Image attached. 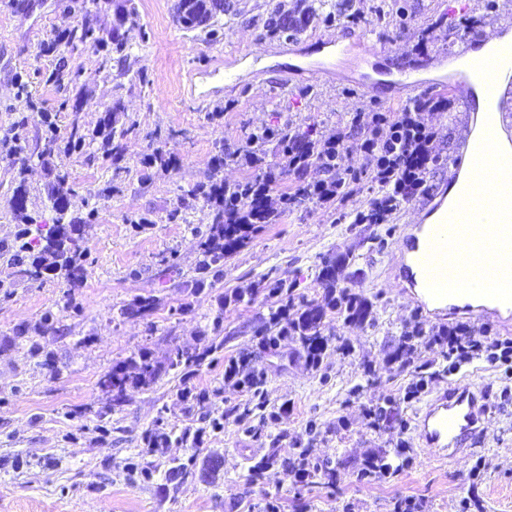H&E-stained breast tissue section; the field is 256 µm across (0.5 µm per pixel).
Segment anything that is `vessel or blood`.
Listing matches in <instances>:
<instances>
[{
  "label": "vessel or blood",
  "instance_id": "b4317fda",
  "mask_svg": "<svg viewBox=\"0 0 512 512\" xmlns=\"http://www.w3.org/2000/svg\"><path fill=\"white\" fill-rule=\"evenodd\" d=\"M445 56L386 62L373 67L361 86L371 89L388 86L406 95L422 93L424 85L417 78L420 71L442 66ZM449 91L465 112H478L484 123L482 138L463 137L448 158V185H456L462 171L476 166L494 168L506 165L508 159L500 148L502 126L497 121L512 97V38L498 40L492 54L481 61L476 70L460 69L448 82ZM427 223L407 226L404 231V253L398 269L399 278L419 295L427 311L446 309L454 298L474 297L482 300L484 309L512 310V254L494 259V269L503 285L499 288L451 287L445 269L448 265V239L459 234L458 214L448 205L447 192H440L428 207ZM478 222H491V231L499 237L512 236V201L501 202L491 195L481 209ZM487 410L483 392L473 384L455 382L433 397L417 412L416 429L433 456L444 459L468 451L469 444L482 432Z\"/></svg>",
  "mask_w": 512,
  "mask_h": 512
}]
</instances>
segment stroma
I'll list each match as a JSON object with an SVG mask.
<instances>
[{"label": "stroma", "mask_w": 512, "mask_h": 512, "mask_svg": "<svg viewBox=\"0 0 512 512\" xmlns=\"http://www.w3.org/2000/svg\"><path fill=\"white\" fill-rule=\"evenodd\" d=\"M175 2L134 0L136 15L125 20L115 0H0V135L18 118L19 89L34 105L23 150L0 144V241L14 240L23 215L53 222L51 169L60 166L71 186L66 216L80 221L89 249L86 280L72 289L52 278H14L0 256V512H262L271 500L280 512H390L397 497L426 501L429 512H460L465 498L481 501L484 512H512V395L502 394L501 369L482 362L468 372L487 399L483 434L473 452L438 460L425 453L415 414L448 386V377L430 371L444 364L447 348L393 359L416 324L428 335L465 323L512 338V311L431 316L395 279L398 243L405 225L421 219L419 201L388 224H340L335 207L303 203L257 226L225 258L213 286L193 288V229L209 212L199 187L251 175L224 162L223 146L287 122L322 140L353 113L401 106V99L358 89L363 70L349 56L339 57L332 83L289 73L311 59L318 39L363 42L382 62L411 54L429 27V54L452 52L475 27L497 26L512 0H467L455 15L448 0H338L330 23L320 19L323 0H231L216 21L217 41L183 29ZM278 10L300 28L271 33L268 20ZM72 25L123 39L125 62L80 46L58 52ZM231 60L235 78H213ZM110 119L126 131L120 166L105 159L98 140L67 156L49 152V138L66 139L72 125L90 134ZM159 149L172 166L143 167ZM20 185L28 190L23 214L14 204ZM142 218L147 226H139ZM165 256L175 258L176 272H164ZM273 270L295 299L320 303L330 289H345L368 313L351 320L325 310L316 363L295 339L262 347L258 330L279 298L256 283ZM148 295L159 301L155 311L125 314ZM49 311L50 328L42 321ZM217 339L223 349L193 375L171 371L151 387L128 388L121 407L98 384L139 350L163 364L174 347L201 351ZM35 341L54 366L31 357ZM241 357L263 374L259 393L225 384V366ZM422 376L426 391L405 403L406 386ZM186 388L192 400H182ZM380 408L401 410L402 425L372 421ZM188 429L202 433L197 450L178 439ZM152 431L168 440L151 453L145 439ZM400 443L412 448L416 465L377 484L359 479L367 454ZM306 448L322 469L302 482L287 463ZM481 457L486 468L473 475ZM175 462L187 471L172 478Z\"/></svg>", "instance_id": "1"}]
</instances>
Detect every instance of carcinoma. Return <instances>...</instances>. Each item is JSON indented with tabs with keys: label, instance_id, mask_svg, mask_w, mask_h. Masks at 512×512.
I'll use <instances>...</instances> for the list:
<instances>
[{
	"label": "carcinoma",
	"instance_id": "cac0c4a2",
	"mask_svg": "<svg viewBox=\"0 0 512 512\" xmlns=\"http://www.w3.org/2000/svg\"><path fill=\"white\" fill-rule=\"evenodd\" d=\"M228 8L226 0H178L175 16L177 22L186 30H195L206 21L215 19ZM82 45L95 53L107 49V42L95 31L71 26L67 31L66 45ZM127 133L125 129L108 126L104 135V154L118 160L120 146L117 140ZM87 136L80 133L77 127H72L70 135L61 151L65 154L81 151L86 146ZM56 187L50 198L52 208L57 214L55 223L35 229L25 228L18 234L11 245L0 246V253L10 255L9 262L14 268V276L27 280H43L56 278L64 281L72 288L83 284L86 277L84 262L87 260L88 247L80 236V225L71 220L64 222L66 213V196L69 189L68 172L58 171L55 175ZM206 198L214 200V205L208 213L209 223L202 228H193L199 239L200 258L196 265L198 274L195 287H204L209 276L218 277L224 274V258L243 247L249 238L252 228L250 224L224 223V186L213 184L209 189H200ZM255 288H269L284 296V303L269 313L268 320L261 329L262 335H267L271 329H276L273 339L280 336H296L300 341L307 357L318 362L324 347V340L318 330L324 307L328 306L346 315V318H363L367 309L358 297L346 290L340 293L330 292L325 304L304 301L300 311L290 314L294 309V298L291 287L283 279L273 281L261 280ZM224 348V341L212 342L202 352H190L183 348H175L168 357L167 365L155 362L151 355L141 350L136 355L112 366V369L99 380V386L112 395V404L124 402L127 388L150 387L160 380L169 370H181L188 375L200 367L205 358Z\"/></svg>",
	"mask_w": 512,
	"mask_h": 512
}]
</instances>
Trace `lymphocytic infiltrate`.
<instances>
[{"label": "lymphocytic infiltrate", "mask_w": 512, "mask_h": 512, "mask_svg": "<svg viewBox=\"0 0 512 512\" xmlns=\"http://www.w3.org/2000/svg\"><path fill=\"white\" fill-rule=\"evenodd\" d=\"M445 102L424 95L408 98L399 108L381 107L368 115H355L346 129L325 139V152L316 155L308 139L289 135L288 170L301 176L295 191L280 195L279 205L269 215L290 211L308 201L318 206H339L340 221L353 224H385L401 207L415 198L428 195L431 171L443 164L435 152L437 138L429 117L445 109ZM354 142L364 158L359 170L341 169L339 160L347 142ZM318 167L320 179L308 182L304 176L310 167ZM371 183L372 198L366 209L344 210V203L361 189L362 180ZM434 343L448 347L445 375L481 361L512 364V340L488 338L483 331L459 325L440 331Z\"/></svg>", "instance_id": "1"}]
</instances>
